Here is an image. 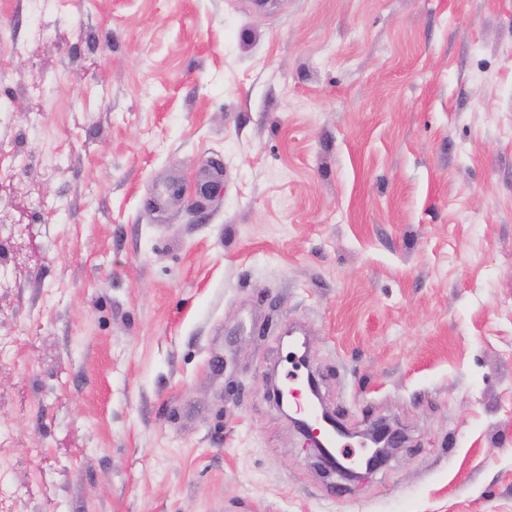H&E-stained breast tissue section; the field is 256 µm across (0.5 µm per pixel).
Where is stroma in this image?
<instances>
[{"mask_svg": "<svg viewBox=\"0 0 512 512\" xmlns=\"http://www.w3.org/2000/svg\"><path fill=\"white\" fill-rule=\"evenodd\" d=\"M0 266V512H512V0H0ZM289 420L301 432L306 440L317 450V457L321 468L328 474L336 473L347 480L359 478V473L346 468L337 459L332 457L324 448L319 439V427L312 426L304 417H295L285 412ZM367 431L370 433L374 445L371 455L365 461V470L369 472L388 459L383 448H400L402 435L400 431L393 429L383 421L375 423Z\"/></svg>", "mask_w": 512, "mask_h": 512, "instance_id": "stroma-1", "label": "stroma"}]
</instances>
